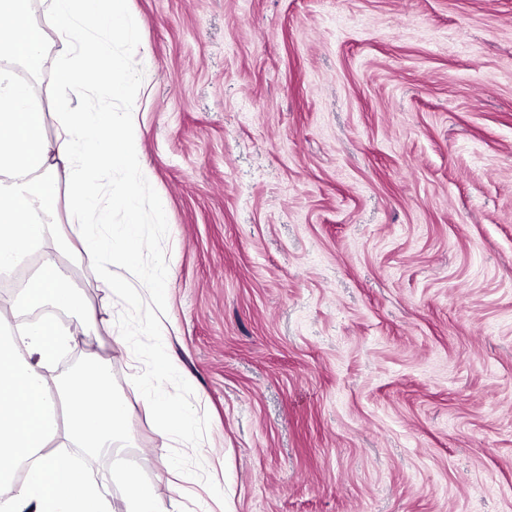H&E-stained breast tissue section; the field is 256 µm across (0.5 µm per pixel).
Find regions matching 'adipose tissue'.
<instances>
[{
  "label": "adipose tissue",
  "instance_id": "ef3b65f1",
  "mask_svg": "<svg viewBox=\"0 0 512 512\" xmlns=\"http://www.w3.org/2000/svg\"><path fill=\"white\" fill-rule=\"evenodd\" d=\"M128 0H50V22L72 44L71 62L57 73L58 108L67 123L55 140L46 137L47 114L32 83L12 66H40L46 31L30 16V0H0V15L11 18L0 31V272L28 262L36 268L22 290L31 309L45 306L74 314V328L56 320L12 324L0 310V512H110L98 483L67 456L70 448L120 453L128 446L118 430L128 406L112 391L107 360L90 354L83 369L50 380L47 372L61 350L88 335L94 314L67 288L70 244L57 219L59 193L51 171L70 168L67 205L82 220L81 255L107 267L100 285L124 298L130 308L164 307V264L145 269L147 243L141 231L140 187L147 179L137 140L128 131L138 120L127 108L136 82L115 56L116 44L136 45L139 33L127 13ZM117 173L111 197L99 183ZM122 208V223L113 220ZM173 370L161 354L152 359V377L142 384L145 404L154 408L160 432L169 438L192 434L191 414L164 386ZM24 477H17L19 464ZM167 488L129 477L127 512H173L180 483L175 471Z\"/></svg>",
  "mask_w": 512,
  "mask_h": 512
}]
</instances>
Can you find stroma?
Returning <instances> with one entry per match:
<instances>
[{
  "label": "stroma",
  "mask_w": 512,
  "mask_h": 512,
  "mask_svg": "<svg viewBox=\"0 0 512 512\" xmlns=\"http://www.w3.org/2000/svg\"><path fill=\"white\" fill-rule=\"evenodd\" d=\"M129 11L142 262L166 260V312L87 263L71 284L135 471L191 474L179 512H512V0ZM157 320L187 439L140 399ZM124 459L80 458L112 512Z\"/></svg>",
  "instance_id": "35a3bbf8"
}]
</instances>
